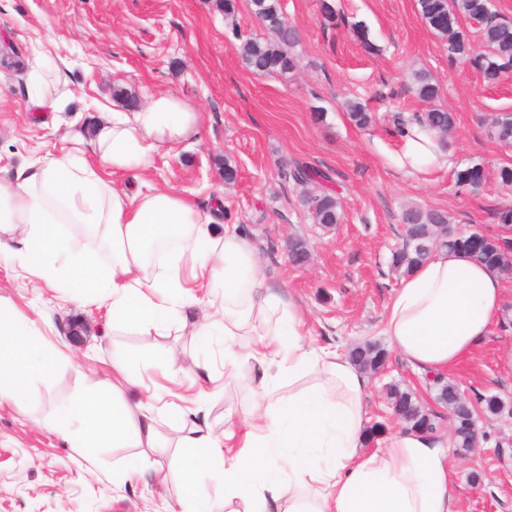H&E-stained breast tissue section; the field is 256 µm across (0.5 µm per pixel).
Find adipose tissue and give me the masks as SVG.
<instances>
[{"mask_svg": "<svg viewBox=\"0 0 512 512\" xmlns=\"http://www.w3.org/2000/svg\"><path fill=\"white\" fill-rule=\"evenodd\" d=\"M201 125L200 112L173 95L135 108L116 102L92 125H67L58 149L0 167V255L79 304H108L113 329L163 336L191 323L205 382L238 379L251 366L249 409L225 414L215 431L206 390L181 394L185 369L172 357L147 365L116 354L111 382L97 380L1 296L0 402H28L33 382L71 376L68 397L36 421L87 460L101 448L129 449L116 482L149 473L150 452L169 446L162 425L181 430L171 467L183 494L168 512H459L447 435L399 427L370 444L367 373L347 350L307 342L303 310L270 284L239 225L173 190L129 192L104 178L107 168L146 167ZM401 139L399 166L443 157L418 124ZM83 237L96 251L75 249ZM502 300L497 269L437 249L401 279L381 332L413 371L447 375L486 341ZM243 336L255 344L241 348ZM217 342L220 375L206 355ZM150 367L161 382L146 383Z\"/></svg>", "mask_w": 512, "mask_h": 512, "instance_id": "obj_1", "label": "adipose tissue"}]
</instances>
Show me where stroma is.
I'll return each mask as SVG.
<instances>
[{
  "mask_svg": "<svg viewBox=\"0 0 512 512\" xmlns=\"http://www.w3.org/2000/svg\"><path fill=\"white\" fill-rule=\"evenodd\" d=\"M299 32L293 54L298 70L285 76L252 73L241 61L240 40L264 36L247 0L225 18L213 0H0V166L56 141L29 107L34 71L65 63L73 95L59 117L92 122L122 89L145 102L170 94L201 112V132L156 156L140 176L114 173L115 183L135 190L139 181L167 187L207 209L223 201V219L242 225L261 250L266 272L304 309L310 340L352 349L380 334L385 308L400 277L390 267L402 243L405 206L448 211L463 230L500 234L493 209L512 206V191L490 181L478 192L457 191L456 166L469 162L494 168L512 162V148L488 138L491 115L512 112V76L487 84L474 66L449 63L444 41L421 20L416 0H336L338 17L325 22L320 0H281ZM363 26L376 45L368 54L355 37ZM429 72L440 85L438 106L454 112L456 128L442 163L399 168L394 113L412 116L427 105L413 92L414 72ZM366 104L373 123H351L345 103ZM323 120H316V110ZM329 172L344 221L331 230L313 224L299 203L301 189L286 178L293 162ZM237 170L224 180L225 165ZM304 238L310 258L288 261L290 238ZM503 310L488 342L452 376L467 396H499L508 414L481 420L486 448L455 457L461 512H512V278L504 279ZM0 296L24 313L42 312L59 334L55 344L99 379L111 380L112 353L141 358L167 353L187 368L185 390H197L192 368L199 354L193 336L175 329L166 336L107 331L105 308H80L62 293L17 277L0 258ZM83 326L81 343L70 339ZM417 392L426 406L434 393L425 376L396 353L371 376L369 418L383 429L396 420L386 388ZM125 448H102L95 470L53 434L36 426L26 410L0 404V512H164L181 493L169 475L170 456L152 457V474L112 483V469ZM482 483H473L472 472Z\"/></svg>",
  "mask_w": 512,
  "mask_h": 512,
  "instance_id": "stroma-1",
  "label": "stroma"
}]
</instances>
